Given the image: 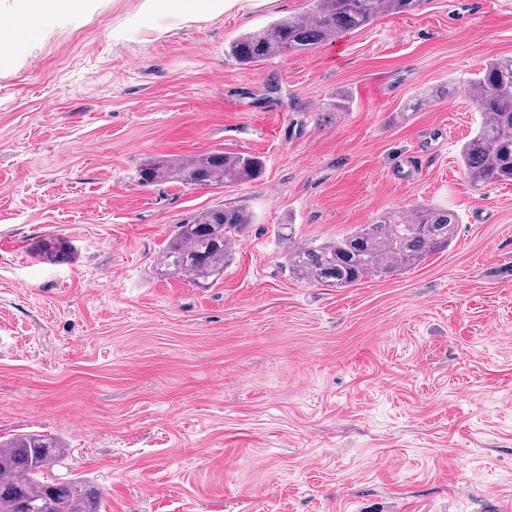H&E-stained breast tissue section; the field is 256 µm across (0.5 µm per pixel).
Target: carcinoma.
Returning a JSON list of instances; mask_svg holds the SVG:
<instances>
[{
  "label": "carcinoma",
  "instance_id": "cac0c4a2",
  "mask_svg": "<svg viewBox=\"0 0 512 512\" xmlns=\"http://www.w3.org/2000/svg\"><path fill=\"white\" fill-rule=\"evenodd\" d=\"M312 10L233 39L227 54L241 66H256L274 56L308 53L344 33L366 27L382 16L418 11L427 0H314ZM481 123L460 149L464 171L481 188L512 182V57L494 59L464 89ZM454 90L438 87L409 102L414 112L449 98ZM265 169L261 157L214 151L178 160L148 158L136 170L142 187L177 182L213 186L247 183ZM254 217L239 207L218 205L194 214L168 238L160 265L164 275L198 288L216 285ZM458 216L429 204L407 212L382 214L336 238L299 242L293 225L281 224L287 243L285 265L298 280L331 288H349L366 278L402 272L451 244ZM68 451L55 435L19 434L0 442V512H100L101 495L86 481L47 479Z\"/></svg>",
  "mask_w": 512,
  "mask_h": 512
}]
</instances>
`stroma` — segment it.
I'll list each match as a JSON object with an SVG mask.
<instances>
[{
  "instance_id": "35a3bbf8",
  "label": "stroma",
  "mask_w": 512,
  "mask_h": 512,
  "mask_svg": "<svg viewBox=\"0 0 512 512\" xmlns=\"http://www.w3.org/2000/svg\"><path fill=\"white\" fill-rule=\"evenodd\" d=\"M139 3L78 0L0 58V440L64 437L52 476L90 481L105 512H501L512 184L476 189L459 152L478 120L464 85L512 57V0H428L250 68L227 44L311 0L116 38ZM214 150L265 173L135 179ZM220 204L254 217L223 279L164 276L176 224ZM419 204L460 224L415 268L289 275L278 225L325 239ZM49 237L66 255L40 252ZM265 169L261 157L249 153L214 151L178 160L148 158L136 170L140 186L166 182L189 186H213L224 182L247 183L259 179Z\"/></svg>"
}]
</instances>
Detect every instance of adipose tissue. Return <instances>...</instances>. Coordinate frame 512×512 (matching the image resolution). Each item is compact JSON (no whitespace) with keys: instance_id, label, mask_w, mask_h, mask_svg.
I'll return each mask as SVG.
<instances>
[{"instance_id":"1","label":"adipose tissue","mask_w":512,"mask_h":512,"mask_svg":"<svg viewBox=\"0 0 512 512\" xmlns=\"http://www.w3.org/2000/svg\"><path fill=\"white\" fill-rule=\"evenodd\" d=\"M71 0H18L17 16L21 25L0 32V50L7 52L36 42L41 31L32 25L31 17L50 18L66 10ZM244 0H142L131 16L127 36L141 32L161 31L190 22L218 18L235 8H242Z\"/></svg>"}]
</instances>
